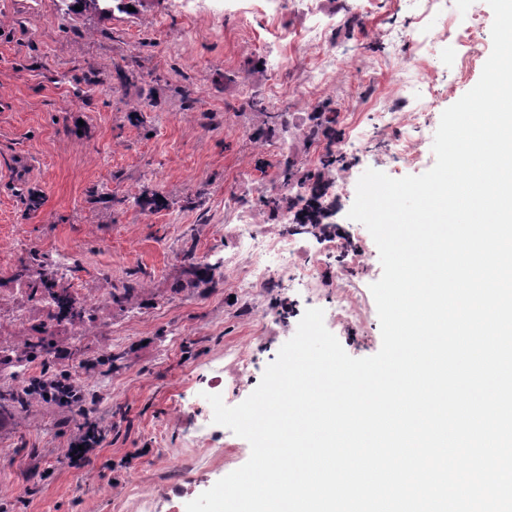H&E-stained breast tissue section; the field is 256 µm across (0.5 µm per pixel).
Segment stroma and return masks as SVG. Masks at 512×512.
<instances>
[{"label":"stroma","instance_id":"stroma-1","mask_svg":"<svg viewBox=\"0 0 512 512\" xmlns=\"http://www.w3.org/2000/svg\"><path fill=\"white\" fill-rule=\"evenodd\" d=\"M130 4L98 13L68 12L58 0H0V289L33 248L65 265L66 285L94 293L136 279L148 290L84 335L58 334V368L118 356L111 372L80 374V404L0 412V498L9 512H143L148 492L155 512H186L248 461L249 443L213 423L205 394L244 401L304 312L331 309V283L347 258L327 259L321 295L303 286L248 291L238 286L226 228L243 214L276 232L280 216L262 199L280 186L283 162L313 172L316 155L342 148L356 122L373 141L335 170L345 185L328 222L338 240L365 252L346 282L359 313L329 330L351 357L375 355L382 338L370 286L382 267L368 230L347 217L357 181L370 168L393 178L429 170L442 112L476 85L492 51L487 28L472 63L463 64L456 44L472 10L492 19L486 0H439L432 10L424 0H378L354 26L347 19L360 14L359 0H288L280 24L297 34L323 27L336 53L334 81L314 90V47L289 52L283 71L255 67L257 14L235 25L221 0H196L193 15L173 0ZM411 64L418 82L396 83L394 70ZM274 85L285 95L273 107L289 112L290 125L253 140L260 119L243 97H267ZM425 95L432 105L415 135L417 161L380 153L393 131L377 121L374 103L401 115ZM320 112L337 122L313 141L306 131ZM156 195L158 209L148 204ZM188 251L216 265L213 282L191 284L181 261ZM240 354L255 364L238 379L230 367ZM219 366L226 372L215 387ZM90 427L99 446L89 463L69 467L65 448Z\"/></svg>","mask_w":512,"mask_h":512}]
</instances>
